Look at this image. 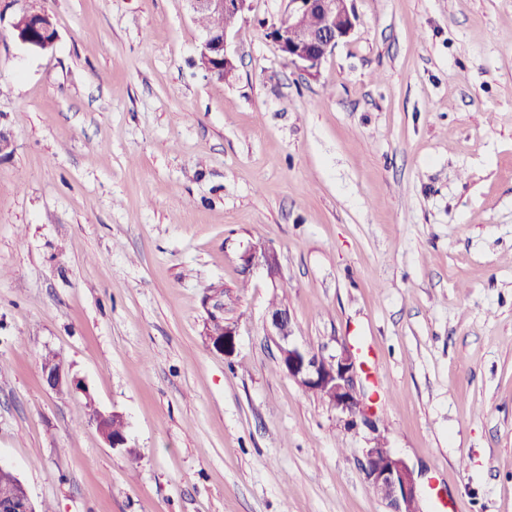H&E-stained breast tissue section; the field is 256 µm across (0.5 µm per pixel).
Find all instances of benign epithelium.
<instances>
[{
  "label": "benign epithelium",
  "mask_w": 512,
  "mask_h": 512,
  "mask_svg": "<svg viewBox=\"0 0 512 512\" xmlns=\"http://www.w3.org/2000/svg\"><path fill=\"white\" fill-rule=\"evenodd\" d=\"M193 13L216 12L245 19L250 0H187ZM23 27L11 25L16 40L34 50L52 48L58 33L43 11L22 10ZM310 16L320 19L316 27H307L304 20ZM356 16L350 0H288L286 13L271 25L268 36L278 45L288 63L301 68L308 75L317 73L327 54L348 38L355 29ZM235 30L226 28L222 32L203 33L200 55L206 64V72L220 79L235 70V59L231 51V40ZM245 264L258 261L266 269L271 281L280 276L279 260L271 248L263 251L249 249L244 255ZM268 334L275 337L280 353L282 369L300 387L313 391H324L333 400V407L346 417V422L363 426L371 433L378 432L373 419L372 406L366 404L357 388L361 366L354 354L348 350L338 355L324 356L309 351L292 339V325L288 309L269 310L266 313ZM209 344L217 352L230 356L236 348V329L224 326V336L218 337L206 331ZM42 376L49 388L87 393L85 385L76 377H69L63 360L53 354L42 363ZM119 411L102 413L94 411L93 419L99 434L111 448L127 447L126 432H115L111 420L121 419ZM366 477L376 495L386 504L388 512H421V490L418 477L407 461L394 452L382 453L370 447L364 449ZM0 512H34V506L18 477L0 488Z\"/></svg>",
  "instance_id": "obj_1"
}]
</instances>
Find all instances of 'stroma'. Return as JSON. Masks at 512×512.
<instances>
[{
	"mask_svg": "<svg viewBox=\"0 0 512 512\" xmlns=\"http://www.w3.org/2000/svg\"><path fill=\"white\" fill-rule=\"evenodd\" d=\"M28 3L52 50L13 38ZM286 5L251 0L219 80L187 0H0V465L37 512H387L368 430L281 370L275 299L352 347L423 512H512V0H353L313 77L268 36ZM242 257L247 266L252 265L257 259L266 269L267 275L271 281L276 283L280 276V266L278 256L272 248H265L262 252L250 248ZM213 317L224 318L223 304L219 302L215 303L214 312H211V316L206 328V336H208L209 344L212 345L214 350H216L218 353L230 356L234 353L236 348V329L231 325L224 324V321H214L213 329L215 333L220 334L224 330V336H213L209 329V325ZM42 376L49 388L56 391L67 390L86 393V387L79 378H70L65 371L63 360L53 354L42 363ZM93 419L97 425L99 434L110 448H126L127 451L130 449V447L127 446L128 439L125 429L123 432L116 433L115 428L111 423V420L113 419H124L121 412L113 410L112 412L105 414L98 410H94Z\"/></svg>",
	"mask_w": 512,
	"mask_h": 512,
	"instance_id": "stroma-1",
	"label": "stroma"
}]
</instances>
